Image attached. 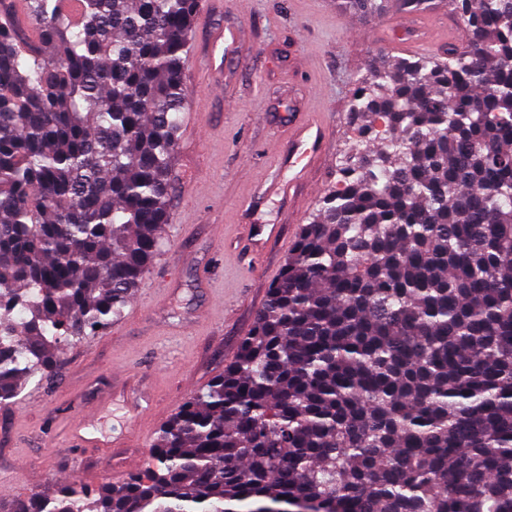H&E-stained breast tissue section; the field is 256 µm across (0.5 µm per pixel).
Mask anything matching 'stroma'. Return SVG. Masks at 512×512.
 Returning <instances> with one entry per match:
<instances>
[{
    "label": "stroma",
    "instance_id": "1",
    "mask_svg": "<svg viewBox=\"0 0 512 512\" xmlns=\"http://www.w3.org/2000/svg\"><path fill=\"white\" fill-rule=\"evenodd\" d=\"M376 19L342 15L336 0H202L185 57L190 107L173 168L168 242L117 321L68 345L47 377L0 406V500L48 494L75 479L96 490L145 469L160 428L235 360L297 232L336 181L353 131L347 107L365 62L437 56L451 9ZM237 31L232 50L224 34ZM327 123V146L292 199L270 192L288 178L278 161L294 130ZM280 238L252 254L249 227ZM149 399L133 415L127 401ZM94 411L104 448L66 433Z\"/></svg>",
    "mask_w": 512,
    "mask_h": 512
}]
</instances>
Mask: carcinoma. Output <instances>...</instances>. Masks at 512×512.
<instances>
[{"instance_id":"1","label":"carcinoma","mask_w":512,"mask_h":512,"mask_svg":"<svg viewBox=\"0 0 512 512\" xmlns=\"http://www.w3.org/2000/svg\"><path fill=\"white\" fill-rule=\"evenodd\" d=\"M200 0H0V405L119 318L168 224ZM434 0H339L345 14ZM375 58L236 360L147 469L0 512H512V0Z\"/></svg>"}]
</instances>
